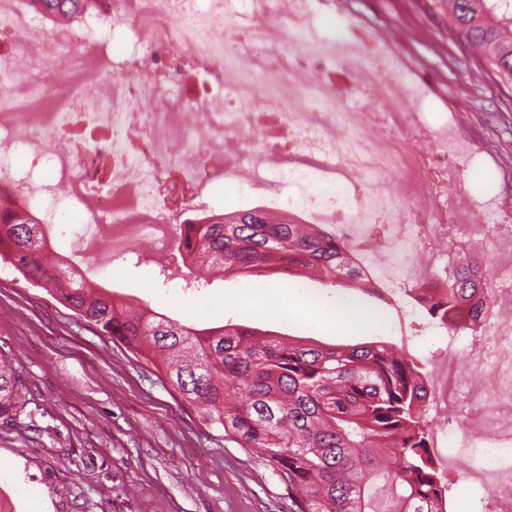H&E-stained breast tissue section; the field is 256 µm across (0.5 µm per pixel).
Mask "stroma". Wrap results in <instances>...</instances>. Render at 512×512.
<instances>
[{
  "instance_id": "1",
  "label": "stroma",
  "mask_w": 512,
  "mask_h": 512,
  "mask_svg": "<svg viewBox=\"0 0 512 512\" xmlns=\"http://www.w3.org/2000/svg\"><path fill=\"white\" fill-rule=\"evenodd\" d=\"M350 8L365 34L401 37L408 61L425 64L438 111L462 134L481 133L492 149L512 143V82L456 39L448 0H418L409 27L401 0H350ZM83 265L125 300L183 324L230 321L332 344L375 338L371 330L339 336L231 302L254 285L334 300L335 288L314 279L259 270L216 275L191 291L178 280L162 283L151 257L87 258ZM351 294L393 324L387 342L425 369L435 366V344H422L394 303L360 288ZM0 351L13 358L27 400L20 422L0 420V512H290L287 482L258 450L238 448L206 427L194 408L175 401L152 366L3 262Z\"/></svg>"
}]
</instances>
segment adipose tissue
<instances>
[{
  "mask_svg": "<svg viewBox=\"0 0 512 512\" xmlns=\"http://www.w3.org/2000/svg\"><path fill=\"white\" fill-rule=\"evenodd\" d=\"M236 301L260 315H281L339 334L368 328L372 319L371 312L358 303L339 298L328 304L317 297L285 289L248 288Z\"/></svg>",
  "mask_w": 512,
  "mask_h": 512,
  "instance_id": "obj_1",
  "label": "adipose tissue"
}]
</instances>
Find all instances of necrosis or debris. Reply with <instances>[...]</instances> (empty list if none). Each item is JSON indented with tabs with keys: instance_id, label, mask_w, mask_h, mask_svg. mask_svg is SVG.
<instances>
[{
	"instance_id": "obj_1",
	"label": "necrosis or debris",
	"mask_w": 512,
	"mask_h": 512,
	"mask_svg": "<svg viewBox=\"0 0 512 512\" xmlns=\"http://www.w3.org/2000/svg\"><path fill=\"white\" fill-rule=\"evenodd\" d=\"M102 0L79 25H50L25 0H0V76L40 70L43 85L0 96V190L37 221L78 211L85 255L173 249L188 215L216 212L215 189L333 224L364 280L390 290L429 288L446 274L435 247L492 245L491 292L512 295V166H490L479 195L461 193L477 165L472 138L432 117L424 86L408 82L386 39L314 33L315 0ZM119 34L118 48L100 43ZM76 139L80 152L65 147ZM371 190L357 196L359 180ZM385 230L379 263L358 253ZM427 381L432 445L461 440L487 512H512V388L480 395L460 360L512 373V312L465 322Z\"/></svg>"
}]
</instances>
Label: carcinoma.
Segmentation results:
<instances>
[{
	"label": "carcinoma",
	"instance_id": "obj_1",
	"mask_svg": "<svg viewBox=\"0 0 512 512\" xmlns=\"http://www.w3.org/2000/svg\"><path fill=\"white\" fill-rule=\"evenodd\" d=\"M100 0H26L50 24H72ZM458 37L479 47L512 80V0H448ZM46 224L0 199V260L42 282L63 306L103 336L133 350L210 429L245 450L258 448L293 491V512H377L371 481L387 462L399 488L387 512H453L422 417L424 368L384 341L311 344L226 323L198 329L148 307L138 311L88 281L81 268L49 257ZM176 253L158 264L165 279L197 288L216 271L270 269L345 288L362 282L348 247L318 224L272 219L260 208L208 224L177 227ZM491 299L483 267L455 263L448 286L425 308L450 328L473 319ZM26 400L12 360L0 354V418L16 421Z\"/></svg>",
	"mask_w": 512,
	"mask_h": 512
}]
</instances>
